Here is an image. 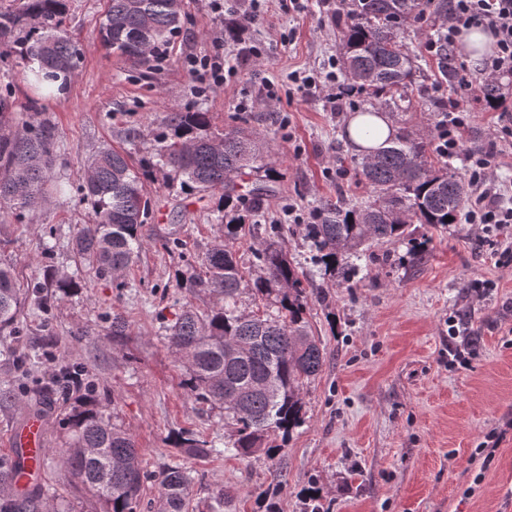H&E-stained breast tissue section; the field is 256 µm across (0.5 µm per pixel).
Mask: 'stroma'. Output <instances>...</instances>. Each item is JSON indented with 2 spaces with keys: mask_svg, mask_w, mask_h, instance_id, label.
<instances>
[{
  "mask_svg": "<svg viewBox=\"0 0 512 512\" xmlns=\"http://www.w3.org/2000/svg\"><path fill=\"white\" fill-rule=\"evenodd\" d=\"M289 0H271L268 13L242 32L260 44L262 57L240 64L236 79L202 94L182 69L189 55L214 50L212 33L235 25L249 0H232V13L211 14L203 0H185V17L166 61L130 67L103 47L98 28L105 0H67L63 24L78 42L82 59L65 90L45 97L27 84L17 57L0 58V95H11L17 122L29 101H41L58 141L51 178L69 183L44 207L17 222L0 209V265L18 285L43 276L41 247H53L58 272L81 288L62 298L49 315L24 309L16 330L0 332V346L25 348L26 373L0 357V387L17 397L0 401V454L12 429L32 414L44 423L48 491L65 485L53 448L61 444L58 400L35 409L26 391L51 382L61 365L81 367L86 383L107 389L118 422L134 437L149 473L141 490L148 512L158 497L154 473L178 462L199 479L189 491L187 512H208L212 488L224 487V512H306L304 492L320 491L325 512H512V430L504 433L492 461L474 460L488 434L512 418V264L502 262L512 238L473 225H412V242H384L364 251L348 281L315 276L307 318L326 348L321 373L303 390L305 422L290 435L276 463L223 454L205 458L173 447L177 433L192 429L224 435V412L190 401L184 370L164 344L165 328L180 305L208 310L211 296L176 290L186 258L209 248L224 223L220 194L182 188L156 176L146 188L154 203L151 236L124 274L126 288L98 275L73 248L79 225L95 216L80 202L78 187L88 159L105 148H122L134 159L150 157L167 113H209L213 132L246 122L273 139L278 175L263 201L261 223L289 224L284 247L301 271L311 267L309 247L287 206L309 213L328 199L353 205L368 201L351 162L356 151L347 135L355 112L370 109L367 95L333 110L321 90L298 92L292 72L325 75L341 58L332 0H310L305 12ZM272 81L279 95L268 107L261 94ZM463 118L465 149L492 150L496 175L512 185V123L484 100L468 99ZM137 130L127 140L128 130ZM178 232L181 253L163 246ZM490 282L481 299L473 281ZM127 324L113 338V315ZM461 317L477 339L467 367L448 364V321Z\"/></svg>",
  "mask_w": 512,
  "mask_h": 512,
  "instance_id": "1",
  "label": "stroma"
}]
</instances>
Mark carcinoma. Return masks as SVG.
I'll return each instance as SVG.
<instances>
[{
  "instance_id": "carcinoma-1",
  "label": "carcinoma",
  "mask_w": 512,
  "mask_h": 512,
  "mask_svg": "<svg viewBox=\"0 0 512 512\" xmlns=\"http://www.w3.org/2000/svg\"><path fill=\"white\" fill-rule=\"evenodd\" d=\"M65 0H21V6L0 12V56L15 55L28 64L32 81L47 92L59 89L81 60L77 43L62 28ZM183 0H107L99 26L103 46L134 68H148L163 54L180 28ZM448 13V0H355L336 18L343 50V72L360 92L391 110L396 132L384 144L355 161L360 181L371 199L349 207L327 200L314 224L302 231L312 252L311 263L330 276L355 267L354 260L370 245L400 241L413 224L460 223L469 205L465 180L452 160L436 150L431 138L403 125L402 112L426 105L416 82L418 56L402 43L407 25L422 26L430 12ZM18 133L11 132L16 105L0 96V206L16 216L45 205L47 184L57 151L54 127L33 102ZM167 132L158 136L155 153L135 165L126 152L107 149L88 160L82 200L90 203L95 223L74 236L77 253L117 288L120 278L141 251L152 211L144 179L161 171L182 186L223 192L224 206L241 199L249 216L262 209L269 192L264 182L276 176L269 158L272 146L252 130L234 127L217 136L207 112H170ZM254 180L247 194L238 183ZM265 240L253 249L255 262L244 268L234 243L245 230L237 217L218 225L213 245L202 253L201 274L191 273L175 287L215 298L200 312L185 306L166 327L169 349L185 369L181 381L193 402L224 409V442L184 431L176 448L195 456L232 454L276 459L293 430L304 423L300 396L305 381L325 363L321 343L306 318L304 281L280 242L283 225L258 224ZM45 288L42 312L55 300L79 288L73 276L50 268L44 280L22 288L11 271L0 267V330L16 327L23 299ZM249 293L257 309L246 310L241 295ZM63 399L61 454L67 485L91 496L99 512H140V491L148 478L139 449L118 425L100 397L74 384L71 367L53 378ZM23 469L22 457L0 456V512H71L45 502L44 483L20 492L13 481ZM159 486L158 512H185L192 472L169 464L154 475Z\"/></svg>"
}]
</instances>
